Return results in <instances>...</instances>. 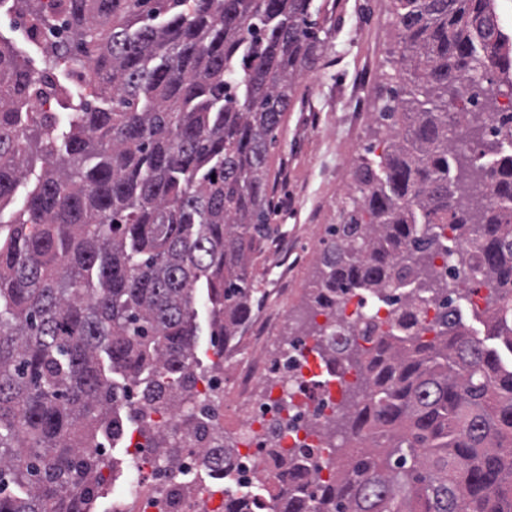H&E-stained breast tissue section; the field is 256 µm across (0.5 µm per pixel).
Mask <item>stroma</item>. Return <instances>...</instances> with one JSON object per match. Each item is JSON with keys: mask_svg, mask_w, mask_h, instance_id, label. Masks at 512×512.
Wrapping results in <instances>:
<instances>
[{"mask_svg": "<svg viewBox=\"0 0 512 512\" xmlns=\"http://www.w3.org/2000/svg\"><path fill=\"white\" fill-rule=\"evenodd\" d=\"M332 38L317 67L297 83L293 103L268 158L277 204L275 234L253 257L260 291L254 317L275 314L277 338L266 352L277 356L306 307L319 265L320 241L328 225L341 221L349 205L352 170L368 146L386 138L371 120L393 86L398 69L389 0H319ZM361 95L349 101L352 84ZM359 119L346 125L348 109Z\"/></svg>", "mask_w": 512, "mask_h": 512, "instance_id": "obj_1", "label": "stroma"}]
</instances>
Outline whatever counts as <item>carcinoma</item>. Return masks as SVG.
<instances>
[{
	"instance_id": "1",
	"label": "carcinoma",
	"mask_w": 512,
	"mask_h": 512,
	"mask_svg": "<svg viewBox=\"0 0 512 512\" xmlns=\"http://www.w3.org/2000/svg\"><path fill=\"white\" fill-rule=\"evenodd\" d=\"M5 7L50 40L30 46L33 69L0 37V212L29 185L0 224V512H89L103 448L127 440L135 407L198 422V301L221 358L274 233L269 150L331 31L314 0ZM390 11L400 85L373 114L389 140L356 165L311 288L317 314L349 291L390 304L389 329L312 330L345 336L318 355L358 381L327 425L334 478L289 457L301 479L281 512H512V366L453 298L461 281L487 288V336L512 352V112L495 106L501 87L512 97V37L494 0ZM142 434L148 453L177 456L166 434ZM228 450H200L201 467Z\"/></svg>"
}]
</instances>
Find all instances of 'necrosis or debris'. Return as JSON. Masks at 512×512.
<instances>
[{"instance_id": "1", "label": "necrosis or debris", "mask_w": 512, "mask_h": 512, "mask_svg": "<svg viewBox=\"0 0 512 512\" xmlns=\"http://www.w3.org/2000/svg\"><path fill=\"white\" fill-rule=\"evenodd\" d=\"M274 322L262 319L246 337L240 351L223 368L207 373L196 386V401L210 407V438L183 445L176 464L146 459L112 493L111 512H224L223 506L200 508L195 497L166 494L171 483H186L200 467L201 448L211 447L213 434L223 432L228 416H235L237 440L233 465L224 473L239 496L250 500L252 512H279L278 493L288 484V452L306 447L327 454L325 424L335 416L342 382L357 380L355 372L335 378L321 366L317 341L302 336L288 351V363L264 351ZM278 384L260 391L267 378Z\"/></svg>"}]
</instances>
